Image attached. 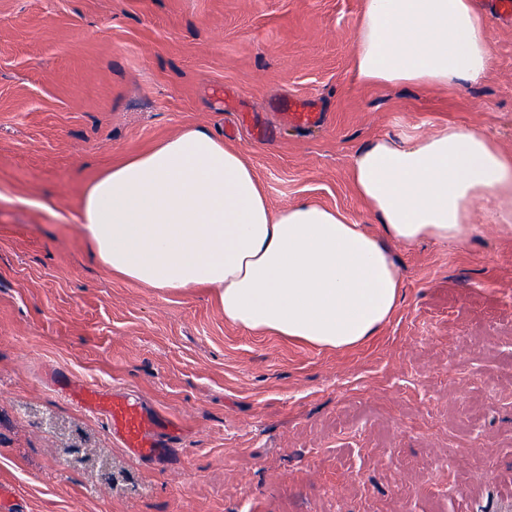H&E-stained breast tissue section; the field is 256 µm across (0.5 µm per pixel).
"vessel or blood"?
<instances>
[{
    "label": "vessel or blood",
    "mask_w": 512,
    "mask_h": 512,
    "mask_svg": "<svg viewBox=\"0 0 512 512\" xmlns=\"http://www.w3.org/2000/svg\"><path fill=\"white\" fill-rule=\"evenodd\" d=\"M57 385L82 409L103 417L113 440L134 460H156L166 442L177 434L175 427L163 425L147 404L126 391L70 378L58 380Z\"/></svg>",
    "instance_id": "b4317fda"
}]
</instances>
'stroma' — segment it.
<instances>
[{"mask_svg":"<svg viewBox=\"0 0 512 512\" xmlns=\"http://www.w3.org/2000/svg\"><path fill=\"white\" fill-rule=\"evenodd\" d=\"M362 0H0V481L24 512H512V232L389 238L349 177L372 140L482 129L512 151V26L445 91L351 77ZM292 99L325 114L289 127ZM197 126L272 210L312 198L380 240L402 280L363 343L228 321L214 295L112 276L76 221L101 170ZM59 374L134 390L180 432L129 458Z\"/></svg>","mask_w":512,"mask_h":512,"instance_id":"obj_1","label":"stroma"}]
</instances>
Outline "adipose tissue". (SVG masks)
Here are the masks:
<instances>
[{
  "label": "adipose tissue",
  "mask_w": 512,
  "mask_h": 512,
  "mask_svg": "<svg viewBox=\"0 0 512 512\" xmlns=\"http://www.w3.org/2000/svg\"><path fill=\"white\" fill-rule=\"evenodd\" d=\"M488 22L472 0H364L352 49L361 86L448 89L484 79ZM355 195L393 240L461 243L512 228V152L447 122L380 137L349 162ZM77 222L92 257L148 288L214 293L227 320L319 347L373 336L401 279L364 225L311 199L272 211L242 150L196 127L103 170Z\"/></svg>",
  "instance_id": "1"
}]
</instances>
